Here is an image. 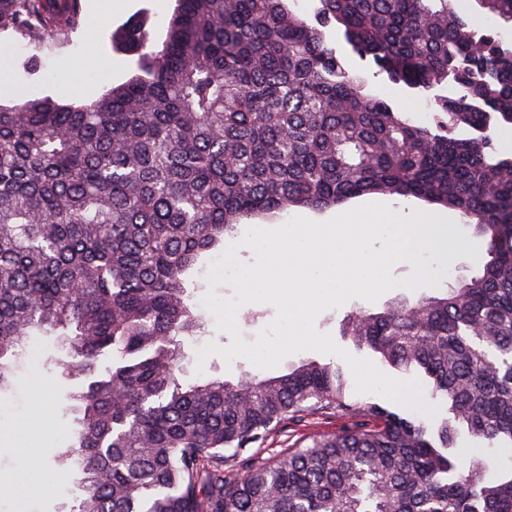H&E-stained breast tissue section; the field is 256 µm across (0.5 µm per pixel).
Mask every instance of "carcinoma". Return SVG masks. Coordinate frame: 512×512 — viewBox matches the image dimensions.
<instances>
[{
	"label": "carcinoma",
	"instance_id": "1",
	"mask_svg": "<svg viewBox=\"0 0 512 512\" xmlns=\"http://www.w3.org/2000/svg\"><path fill=\"white\" fill-rule=\"evenodd\" d=\"M162 49L146 25L116 33L138 74L87 103L30 92L0 102V389L30 336H58L75 382L81 474L70 512H512V468L486 479L455 423L512 445V45L473 30L455 0H177ZM512 23V0H474ZM83 0H0V31H83ZM430 92L442 126L417 125L342 49ZM460 127L469 137L456 135ZM367 194L459 212L485 238L479 275L442 297L357 312L342 333L414 367L448 408L436 427L350 398L339 368L184 386L181 338L202 254L242 221ZM354 423L268 462L249 454L286 420ZM233 450L224 455V450Z\"/></svg>",
	"mask_w": 512,
	"mask_h": 512
}]
</instances>
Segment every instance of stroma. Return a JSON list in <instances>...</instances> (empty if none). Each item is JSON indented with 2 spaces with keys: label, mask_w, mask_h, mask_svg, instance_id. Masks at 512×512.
I'll list each match as a JSON object with an SVG mask.
<instances>
[{
  "label": "stroma",
  "mask_w": 512,
  "mask_h": 512,
  "mask_svg": "<svg viewBox=\"0 0 512 512\" xmlns=\"http://www.w3.org/2000/svg\"><path fill=\"white\" fill-rule=\"evenodd\" d=\"M99 2L85 0V28L80 37L69 41L58 43L47 39L30 43L0 33V96L37 91L76 104L98 97L128 80L135 72L134 58L113 41V34L132 18L144 15L150 20L156 40H163L176 8L175 0H129L127 9L101 13L97 10ZM91 45L97 48L98 61L88 67H71L73 57L85 52ZM344 63L349 69L364 75L368 93L381 96L395 105L407 102L413 121L420 125L433 124L435 111L429 95L414 93L405 85L389 81L386 75L378 73L372 63L352 53H345ZM375 201L389 205L394 212L405 217L416 212L442 215L446 223L457 225L460 236L467 240L468 245L455 251L449 258V273L442 286H401L386 292L376 302L355 298L319 315L316 320L318 331L331 334L335 342L350 354L368 359L373 356L371 350L357 348L350 338L341 333L348 315L359 310L378 313L400 299L412 302L424 295H442L445 288L476 276L481 260L486 257L485 244L478 236L475 225L464 223L461 215L454 210L415 198L406 200L382 194L353 198L347 201L345 207L351 209ZM342 208H294L290 213L277 216L276 221L282 224L289 217L300 215L321 222L340 214ZM211 289L222 297L233 294L232 287L227 285L209 287L206 271H199L192 277L188 288L189 303L201 312L205 330L184 343V357L177 373L179 382L183 384L201 378L233 383L243 373L257 370L244 358L234 359L228 364L221 357L212 356L205 364H198L197 352L200 348L211 342L222 346L231 342L227 333L218 330L213 314L204 308L203 298ZM37 341L42 350L40 358H22L11 385L0 390V512H14L18 507L23 508L24 512H68L77 491L78 473L60 465L58 461L59 454L71 444L76 428L75 415L69 410V395L74 392L75 386L62 376L54 364L55 358L60 355L55 337L41 335ZM40 382L51 387V410L43 425L31 430L26 423L34 406L35 386ZM350 423V418L341 414L312 415L298 425L284 422L266 447L262 448L261 455L266 459L278 457L288 449L305 447L314 436L341 432ZM24 440L35 443L39 449L42 478L57 479L54 493L47 495L33 490L26 456L20 447Z\"/></svg>",
  "instance_id": "1"
}]
</instances>
